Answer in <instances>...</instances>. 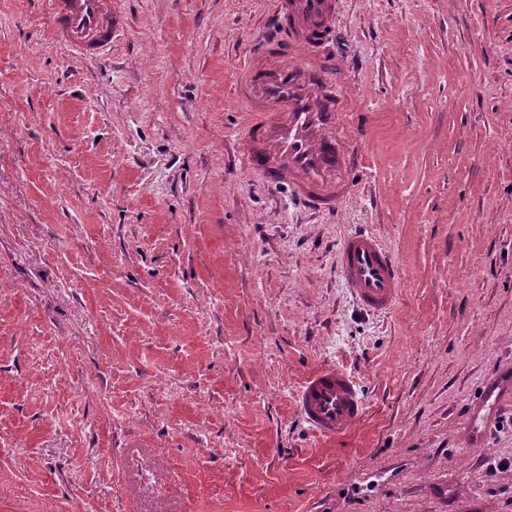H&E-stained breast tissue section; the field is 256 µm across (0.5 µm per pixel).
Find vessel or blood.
Instances as JSON below:
<instances>
[{"label": "vessel or blood", "mask_w": 512, "mask_h": 512, "mask_svg": "<svg viewBox=\"0 0 512 512\" xmlns=\"http://www.w3.org/2000/svg\"><path fill=\"white\" fill-rule=\"evenodd\" d=\"M337 9L338 0H274L260 50L237 81V99L250 116L242 131L244 168L317 210L344 199L360 163L350 135L359 115L344 92V68L324 51ZM50 17L56 37L81 57L108 54L127 26L114 0H50ZM338 262L344 286L361 306L380 314L395 308L401 276L375 234L344 237ZM505 395L502 378H491L469 415L472 443L483 441ZM295 402L312 432L325 439L348 434L366 410L353 377L333 365L314 370Z\"/></svg>", "instance_id": "1"}]
</instances>
